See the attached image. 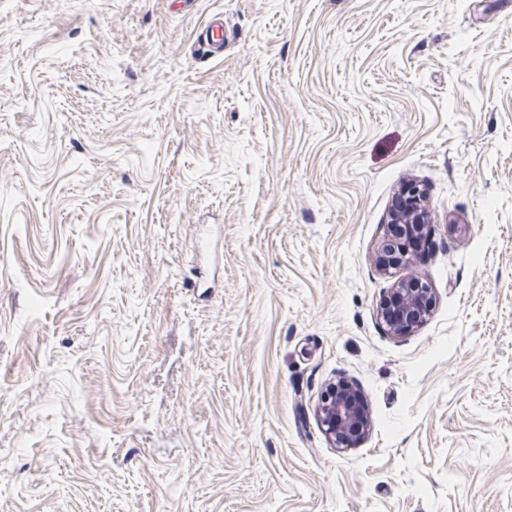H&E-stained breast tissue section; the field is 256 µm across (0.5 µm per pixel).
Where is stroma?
<instances>
[{
	"instance_id": "35a3bbf8",
	"label": "stroma",
	"mask_w": 512,
	"mask_h": 512,
	"mask_svg": "<svg viewBox=\"0 0 512 512\" xmlns=\"http://www.w3.org/2000/svg\"><path fill=\"white\" fill-rule=\"evenodd\" d=\"M0 512H512L503 0H0ZM409 187L414 198L412 205L403 206L395 201L388 224H409L414 232H421L431 222L430 214L422 203L425 192L419 185L409 184ZM407 263V250L401 249V253H399L396 242L391 238L390 234H385L377 246L376 264L378 268L381 271L390 272L391 269H395ZM433 289L418 275L400 281L378 308L380 320L394 336H407L419 327L433 307ZM317 418L328 440L340 450L360 443L370 425V415L360 388L346 379L329 384L322 392Z\"/></svg>"
}]
</instances>
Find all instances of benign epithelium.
Returning <instances> with one entry per match:
<instances>
[{"instance_id": "obj_1", "label": "benign epithelium", "mask_w": 512, "mask_h": 512, "mask_svg": "<svg viewBox=\"0 0 512 512\" xmlns=\"http://www.w3.org/2000/svg\"><path fill=\"white\" fill-rule=\"evenodd\" d=\"M413 203L403 206L393 205L389 223L407 224L420 232L431 223L429 212L422 199L424 190L415 184L410 185ZM408 263L407 250H398L390 235H385L376 251V264L388 272ZM433 288L418 275H410L400 281L384 297L378 308L380 320L395 336H407L419 327L433 307ZM319 425L331 444L340 450H347L360 443L369 428L370 415L358 385L350 380L340 379L329 384L322 392L318 407Z\"/></svg>"}]
</instances>
